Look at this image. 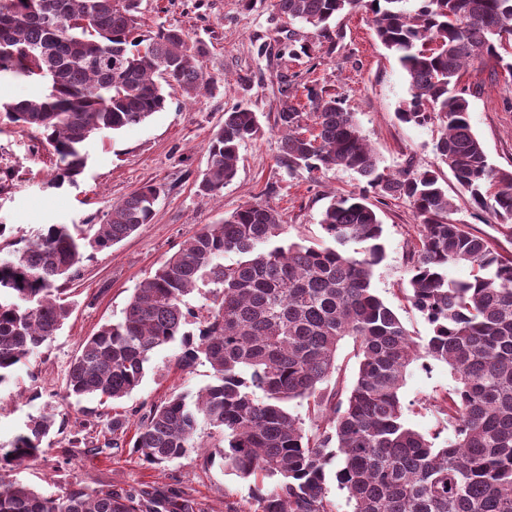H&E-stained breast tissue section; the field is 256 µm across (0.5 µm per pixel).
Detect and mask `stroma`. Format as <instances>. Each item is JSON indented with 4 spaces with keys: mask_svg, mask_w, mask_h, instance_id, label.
<instances>
[{
    "mask_svg": "<svg viewBox=\"0 0 512 512\" xmlns=\"http://www.w3.org/2000/svg\"><path fill=\"white\" fill-rule=\"evenodd\" d=\"M141 21L149 30L175 26L203 40L208 47L203 68L215 82L213 92L192 103L177 85L165 86L164 110L120 132L92 138L86 144L89 159L84 174L76 183L56 188L51 185L56 174L51 147L0 118V224L6 227L0 237L2 261L15 259L17 251L47 225L99 224L113 202L146 184L160 188L152 223L112 248L88 251L69 284L70 317L48 345L0 385V445H8L29 416L51 414L55 425L43 454L10 472V480L55 496L64 491L66 475L73 473L91 488L110 483L174 493L189 499L193 512H247L251 483L225 469L221 458H208L209 450L224 443L223 432L208 424L198 428L197 448L155 467L140 460L126 442L117 448L66 451L70 434L85 422L88 412L121 414L135 421L151 405L174 394L195 397L211 383L207 365L186 371L176 366L180 344L155 351L141 384L121 400L103 404L87 397L69 403L61 393L81 341L103 323L118 321L135 288L197 225L218 222L244 202L259 201L281 213L290 239L318 244L323 240L319 222L329 195L359 192L361 183L350 171L291 174L278 164L280 132L274 120L284 101L283 79L296 86L314 85L341 98L344 108L356 116L385 174L410 165L438 171L453 205L454 223L467 225L506 251H512V239L500 234L495 219L472 208L452 172L439 164L437 126L397 119L409 99L408 82L397 59L377 39L365 10L339 17L344 37L338 45L314 43L310 57L298 60L278 53L273 0H254L249 9L242 0H142ZM462 81L471 89V127L489 162L511 170L512 78L501 71L471 70ZM238 103L257 112L262 132L240 147L237 174L223 193L214 199L201 196L197 182L208 165L207 144L223 123L225 110ZM376 210L383 224L386 257L374 269L373 286L411 336H428V322L401 293L408 281L406 254L415 236V212L407 200L394 197L383 198ZM450 382L447 365L412 366L403 389L411 427L448 436V429L424 402Z\"/></svg>",
    "mask_w": 512,
    "mask_h": 512,
    "instance_id": "1",
    "label": "stroma"
}]
</instances>
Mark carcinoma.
<instances>
[{
	"label": "carcinoma",
	"mask_w": 512,
	"mask_h": 512,
	"mask_svg": "<svg viewBox=\"0 0 512 512\" xmlns=\"http://www.w3.org/2000/svg\"><path fill=\"white\" fill-rule=\"evenodd\" d=\"M274 0L283 24L305 23L319 39H342L330 22L363 8L377 39L406 73L404 123L438 122L435 150L473 208L512 233V171L498 169L470 124L466 69L494 63L512 76V0ZM288 56L310 46L284 30ZM0 73L45 84L35 99L9 101L8 121L41 135L53 149L55 185L76 182L88 163L86 143L164 109L174 82L196 101L215 88L201 59L207 48L180 28L143 29L141 0H0ZM312 111L295 104L293 86L276 124L279 163L289 173L341 167L357 174V194H333L320 227L326 243L290 241L274 208L247 202L186 237L135 289L122 318L84 338L65 378L63 399L120 400L137 388L157 349L180 342L176 365L207 364L213 383L189 401L183 394L153 405L129 444L149 465L198 447L199 423L224 432V467L270 488L254 490V512H333L334 474L352 512H512V255L455 224L436 172L408 166L379 172L378 159L341 99L304 87ZM262 126L237 104L208 143L197 192L219 196L237 174L240 145ZM405 197L419 221L410 243L406 301L431 328L413 339L372 287L385 258L383 224L367 193ZM158 188L144 185L112 204L104 222L80 230L50 224L15 260L0 261V385L62 328L70 315L67 285L87 250L108 249L154 217ZM351 244L359 248L348 251ZM232 254L229 264L224 257ZM471 269L456 280L449 269ZM211 286L212 305L198 335L185 331L195 310L187 297ZM353 340L358 367L351 386L337 372L340 344ZM448 365L453 384L430 407L451 428L443 441L406 421L402 389L418 361ZM306 403L305 427L289 404ZM129 419L82 424L67 447L103 440L110 448ZM54 426L29 419L0 446V473L33 461ZM0 512H193L177 496L101 485L73 476L47 497L17 482L0 487Z\"/></svg>",
	"instance_id": "cac0c4a2"
}]
</instances>
